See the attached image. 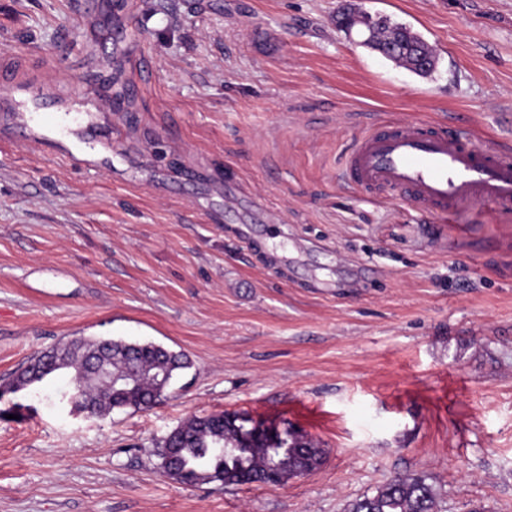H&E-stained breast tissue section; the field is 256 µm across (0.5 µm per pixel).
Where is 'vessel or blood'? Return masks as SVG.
Here are the masks:
<instances>
[{
	"instance_id": "b4317fda",
	"label": "vessel or blood",
	"mask_w": 512,
	"mask_h": 512,
	"mask_svg": "<svg viewBox=\"0 0 512 512\" xmlns=\"http://www.w3.org/2000/svg\"><path fill=\"white\" fill-rule=\"evenodd\" d=\"M31 110L48 118L51 132L36 146L57 145L59 136L83 138L92 118L74 120L58 98L39 93ZM344 174L357 189L388 190L399 199L444 219L460 205H512V153L471 132L417 120L394 119L360 136Z\"/></svg>"
}]
</instances>
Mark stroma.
Wrapping results in <instances>:
<instances>
[{
    "label": "stroma",
    "instance_id": "obj_1",
    "mask_svg": "<svg viewBox=\"0 0 512 512\" xmlns=\"http://www.w3.org/2000/svg\"><path fill=\"white\" fill-rule=\"evenodd\" d=\"M74 3L0 0V386L76 333L191 366L99 418L64 372L1 394L0 512H346L406 475L438 512H512V210L441 222L341 181L392 119L512 148V0H362L432 46L429 78L338 31L343 0ZM17 83L96 133L31 147ZM220 412L323 462L283 485L164 476L159 442Z\"/></svg>",
    "mask_w": 512,
    "mask_h": 512
}]
</instances>
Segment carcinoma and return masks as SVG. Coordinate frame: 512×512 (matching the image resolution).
Returning a JSON list of instances; mask_svg holds the SVG:
<instances>
[{"label":"carcinoma","instance_id":"cac0c4a2","mask_svg":"<svg viewBox=\"0 0 512 512\" xmlns=\"http://www.w3.org/2000/svg\"><path fill=\"white\" fill-rule=\"evenodd\" d=\"M398 36L425 49L426 41L411 27L388 20L365 47L380 48L383 40ZM421 77H429L436 60L428 67L414 65L412 51L389 54L385 59ZM190 363L180 353L152 342L135 345L111 338L72 336L48 351L34 354L15 375L8 390L16 392L42 382L60 371L69 372V388L78 394L77 404L103 416L114 409L147 410V401H163L174 379ZM242 424L218 413L195 416L172 430L159 444L164 473L186 484L219 482L238 485L269 482V474H279L278 483L299 472L317 469L324 452L310 441L288 437L284 429L266 442L249 443ZM347 512H438L431 485L421 476L397 477L350 504Z\"/></svg>","mask_w":512,"mask_h":512}]
</instances>
